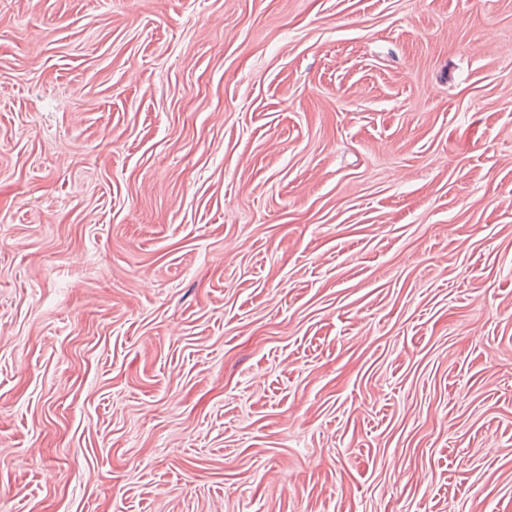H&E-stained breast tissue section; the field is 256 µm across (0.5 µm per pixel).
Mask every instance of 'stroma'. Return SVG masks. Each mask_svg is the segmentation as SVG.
Returning a JSON list of instances; mask_svg holds the SVG:
<instances>
[{"label": "stroma", "instance_id": "obj_1", "mask_svg": "<svg viewBox=\"0 0 512 512\" xmlns=\"http://www.w3.org/2000/svg\"><path fill=\"white\" fill-rule=\"evenodd\" d=\"M0 512H512V0H0Z\"/></svg>", "mask_w": 512, "mask_h": 512}]
</instances>
